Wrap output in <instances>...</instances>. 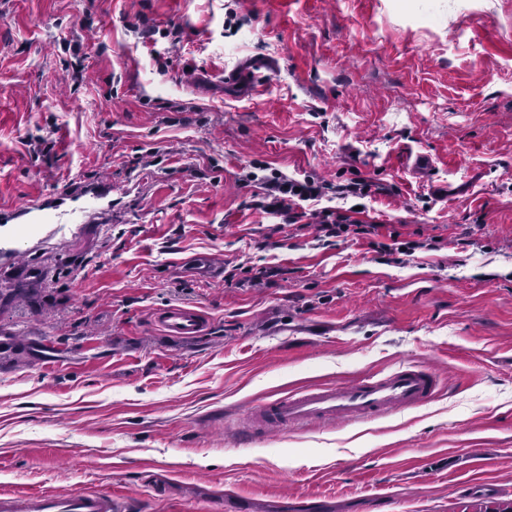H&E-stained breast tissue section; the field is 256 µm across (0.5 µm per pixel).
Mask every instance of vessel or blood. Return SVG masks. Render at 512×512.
<instances>
[{
	"label": "vessel or blood",
	"mask_w": 512,
	"mask_h": 512,
	"mask_svg": "<svg viewBox=\"0 0 512 512\" xmlns=\"http://www.w3.org/2000/svg\"><path fill=\"white\" fill-rule=\"evenodd\" d=\"M104 198L101 192H71L51 207L26 203L13 209L8 218L18 225L86 224L103 212ZM154 321L165 336L175 341L203 336L209 329L205 316L189 306L172 305L158 310ZM436 391L437 377L432 371L406 362L386 374L287 394L265 404L259 418L265 426L279 428L369 422L396 410L422 405ZM135 502L132 494L116 490L0 491V512H133Z\"/></svg>",
	"instance_id": "obj_1"
}]
</instances>
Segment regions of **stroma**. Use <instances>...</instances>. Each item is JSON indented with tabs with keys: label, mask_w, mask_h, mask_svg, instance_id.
<instances>
[{
	"label": "stroma",
	"mask_w": 512,
	"mask_h": 512,
	"mask_svg": "<svg viewBox=\"0 0 512 512\" xmlns=\"http://www.w3.org/2000/svg\"><path fill=\"white\" fill-rule=\"evenodd\" d=\"M253 160L365 180L378 234L275 231L238 179ZM105 184L111 215L0 229V491L118 489L141 512L512 502V0H0V213ZM393 233L436 244L390 255ZM201 256L244 281L187 273ZM168 305L208 334L161 336ZM403 362L436 373L426 405L242 440L261 403Z\"/></svg>",
	"instance_id": "stroma-1"
}]
</instances>
